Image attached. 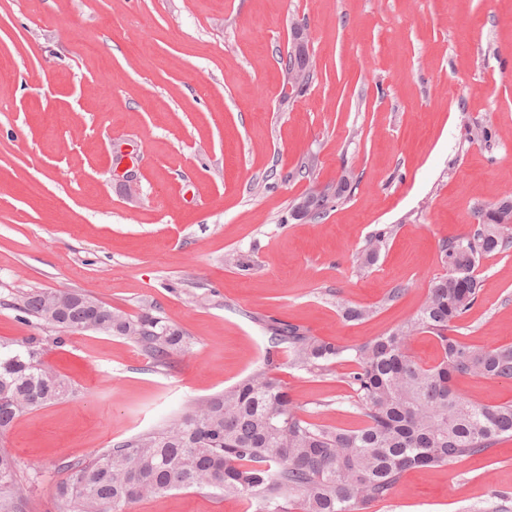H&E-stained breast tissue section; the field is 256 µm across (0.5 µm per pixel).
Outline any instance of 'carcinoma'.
<instances>
[{"label": "carcinoma", "instance_id": "carcinoma-1", "mask_svg": "<svg viewBox=\"0 0 512 512\" xmlns=\"http://www.w3.org/2000/svg\"><path fill=\"white\" fill-rule=\"evenodd\" d=\"M343 193L310 197L307 214L320 217ZM511 224L512 199H505L486 209L473 232L444 242L443 273L419 311L384 336L349 347L271 320L272 349L261 369L165 427L114 445L69 473L57 487L66 512H114L144 497L206 487L226 498H246L256 512H364L386 501L408 470L459 462L512 439V403L480 405L454 389L462 376L512 379V345L483 346L451 335L480 292L481 258L512 247ZM392 234L390 226L373 231L359 252L360 266L373 265ZM52 303L38 291L23 310L59 328L85 329L87 309L74 304L58 318ZM114 316L99 330L139 343L159 364L185 348L184 333L158 316ZM421 333L440 348L433 365L408 351L409 340ZM281 348L292 364L311 372L349 357L353 408L363 424L333 428L301 414L271 373ZM68 392L64 379L43 369L39 340L0 351V432ZM17 485L14 463L0 450V512H17L15 498L7 495Z\"/></svg>", "mask_w": 512, "mask_h": 512}]
</instances>
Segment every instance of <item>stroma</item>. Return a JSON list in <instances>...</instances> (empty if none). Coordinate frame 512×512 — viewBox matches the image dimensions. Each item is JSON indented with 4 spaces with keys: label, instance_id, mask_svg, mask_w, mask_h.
I'll return each instance as SVG.
<instances>
[{
    "label": "stroma",
    "instance_id": "1",
    "mask_svg": "<svg viewBox=\"0 0 512 512\" xmlns=\"http://www.w3.org/2000/svg\"><path fill=\"white\" fill-rule=\"evenodd\" d=\"M315 60L283 101L293 28ZM134 153L128 196L117 155ZM312 167L311 177L299 176ZM353 181L317 220L296 199ZM512 197V0H0V342L34 337L72 392L0 444L20 512H63L69 467L156 430L263 366L278 319L340 345L414 316L443 241ZM394 235L378 261L357 252ZM248 255L243 272L230 255ZM457 336L512 344V250L481 259ZM402 289L388 301L392 289ZM71 291L180 328L156 364L133 340L61 332L21 305ZM374 308L348 321L344 305ZM348 359L272 373L312 421L359 427ZM512 403V380L458 378ZM123 512H255L178 490ZM370 512H512V441L404 474ZM393 228L390 226L373 231L365 241L359 252V261L361 267L373 265L379 258L381 251L386 247L388 240L393 234Z\"/></svg>",
    "mask_w": 512,
    "mask_h": 512
}]
</instances>
